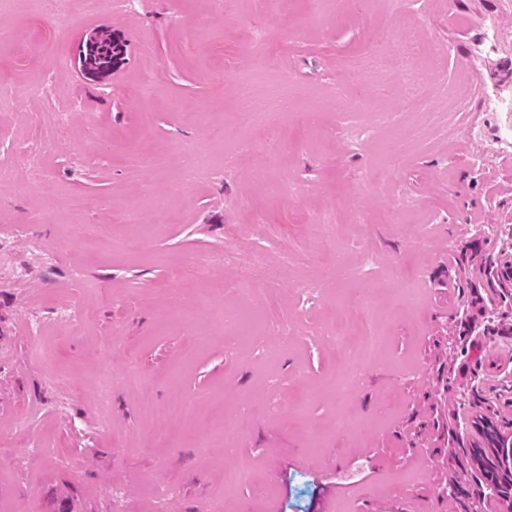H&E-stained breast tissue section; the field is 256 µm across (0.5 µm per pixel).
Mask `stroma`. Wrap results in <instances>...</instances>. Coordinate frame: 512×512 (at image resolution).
Returning a JSON list of instances; mask_svg holds the SVG:
<instances>
[{
	"label": "stroma",
	"instance_id": "35a3bbf8",
	"mask_svg": "<svg viewBox=\"0 0 512 512\" xmlns=\"http://www.w3.org/2000/svg\"><path fill=\"white\" fill-rule=\"evenodd\" d=\"M401 2L446 48L423 102L454 109L451 129L414 138V116L388 128L369 111L363 140L337 134L336 88L392 107L400 80L352 74L382 24L360 0H321L318 23L308 0H96L66 24L39 0H0V512H155L150 489L166 483L179 489L170 512L218 500L230 512H512L489 499L476 455L486 431L512 437V290L475 285L481 265L512 259L495 235L512 229V88L492 74L512 59V0ZM248 25L267 56L239 41ZM99 34L124 53L89 76L79 56ZM238 82L257 109L282 94L301 118L242 130ZM39 84L46 95L27 93ZM147 98L159 108L145 127ZM188 148L207 162L192 183ZM139 152L170 164L116 162ZM26 159L49 190L24 182ZM402 193L419 215L388 222ZM128 209L137 222H115ZM327 212L337 242L362 236L370 266L327 253ZM235 247L242 260L217 261ZM249 262L243 291L225 295ZM307 280L320 285L308 313L296 302ZM269 299L291 343L249 341ZM67 305L91 320L64 321ZM337 320L350 324L343 348L323 333ZM367 323L380 353L364 346ZM353 365L359 385L334 396ZM129 371L140 385L125 386ZM174 388L189 407L173 425L155 411Z\"/></svg>",
	"mask_w": 512,
	"mask_h": 512
}]
</instances>
